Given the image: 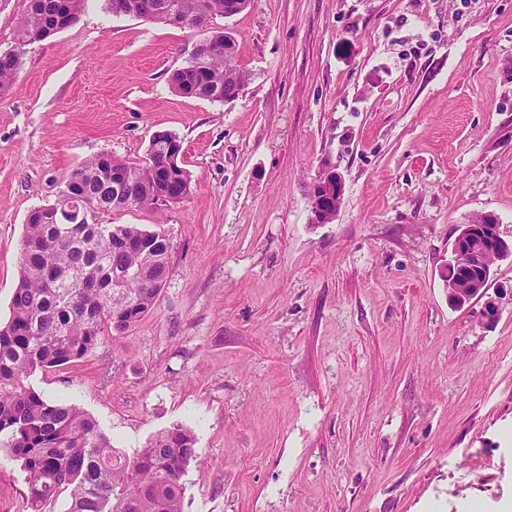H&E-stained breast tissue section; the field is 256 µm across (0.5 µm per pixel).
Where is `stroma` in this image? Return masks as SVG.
Listing matches in <instances>:
<instances>
[{"label": "stroma", "mask_w": 512, "mask_h": 512, "mask_svg": "<svg viewBox=\"0 0 512 512\" xmlns=\"http://www.w3.org/2000/svg\"><path fill=\"white\" fill-rule=\"evenodd\" d=\"M246 74L230 102L169 87L198 35L115 16L30 44L0 95V323L31 210L103 151L145 160L179 138L192 192L96 211L172 245L153 312L36 373L128 459L181 425L196 438L183 512H495L512 500V261L453 307L457 229L512 238V0H251L218 17ZM333 223L310 221L325 168ZM0 450V512H27ZM345 193V180L336 169L323 170L312 182L308 194L311 222L332 223L341 207Z\"/></svg>", "instance_id": "35a3bbf8"}]
</instances>
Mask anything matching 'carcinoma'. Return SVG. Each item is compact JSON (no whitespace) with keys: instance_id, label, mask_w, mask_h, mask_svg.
I'll return each instance as SVG.
<instances>
[{"instance_id":"obj_1","label":"carcinoma","mask_w":512,"mask_h":512,"mask_svg":"<svg viewBox=\"0 0 512 512\" xmlns=\"http://www.w3.org/2000/svg\"><path fill=\"white\" fill-rule=\"evenodd\" d=\"M175 3L183 28L198 19L224 16L229 0H106L116 16L160 22L162 7ZM85 0H29L15 32L21 52L0 57V93L8 92L24 49L45 39V30L75 24ZM172 91L228 102L244 86L236 59L212 53L174 72ZM123 178L126 198L112 199V175ZM71 199L105 200V208L154 209L182 202L191 179L177 158L149 147L141 164L111 157L110 169L95 156L72 171L66 183ZM171 242L139 224H92L27 219L10 317L0 324V447L9 450L26 473L30 512L68 494L66 512H182V479L196 457L194 434L176 425L152 436L124 462L112 454V440L95 418L73 403L46 398L31 383L44 372L92 352L112 321L122 330L137 325L154 308L169 274Z\"/></svg>"}]
</instances>
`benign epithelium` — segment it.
<instances>
[{
	"instance_id": "obj_1",
	"label": "benign epithelium",
	"mask_w": 512,
	"mask_h": 512,
	"mask_svg": "<svg viewBox=\"0 0 512 512\" xmlns=\"http://www.w3.org/2000/svg\"><path fill=\"white\" fill-rule=\"evenodd\" d=\"M345 180L335 169L323 170L312 182L308 194L311 222L332 223L341 207ZM512 258V239H505L497 219L484 215L472 224L458 229L451 257L444 268L448 300L463 307L487 294L490 281V260Z\"/></svg>"
}]
</instances>
